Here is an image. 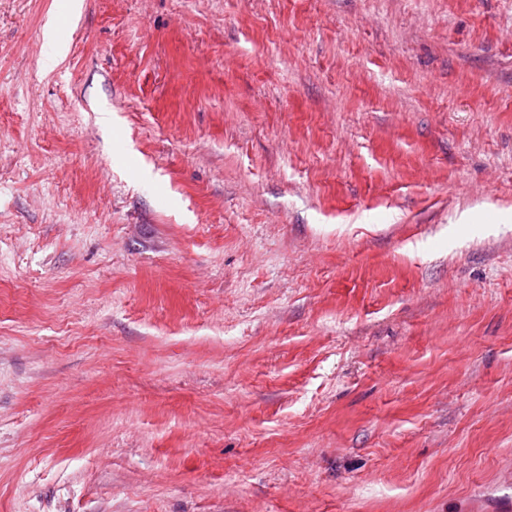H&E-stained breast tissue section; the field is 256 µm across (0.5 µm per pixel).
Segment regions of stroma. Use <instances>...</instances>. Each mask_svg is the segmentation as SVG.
Wrapping results in <instances>:
<instances>
[{"instance_id": "35a3bbf8", "label": "stroma", "mask_w": 512, "mask_h": 512, "mask_svg": "<svg viewBox=\"0 0 512 512\" xmlns=\"http://www.w3.org/2000/svg\"><path fill=\"white\" fill-rule=\"evenodd\" d=\"M69 2L0 0V512H500L512 0Z\"/></svg>"}]
</instances>
